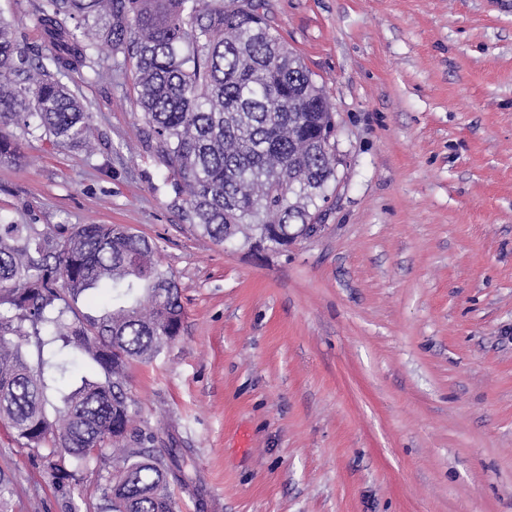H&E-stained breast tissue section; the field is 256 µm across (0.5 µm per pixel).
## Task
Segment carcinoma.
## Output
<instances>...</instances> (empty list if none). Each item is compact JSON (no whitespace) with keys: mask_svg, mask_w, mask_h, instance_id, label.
Segmentation results:
<instances>
[{"mask_svg":"<svg viewBox=\"0 0 512 512\" xmlns=\"http://www.w3.org/2000/svg\"><path fill=\"white\" fill-rule=\"evenodd\" d=\"M259 0H37L45 51L19 47L0 19V126L35 129L54 144H86L90 114L62 82L108 77L102 47L133 64L143 145L181 196L182 220L220 246L283 251L308 236L336 183L332 105ZM0 134V161L20 163ZM149 238L122 224H80L68 235L0 224V421L46 456L59 483L105 448L122 465L101 487L100 512H179L169 477L185 461L158 437L123 442L138 414L130 361L158 356L181 335L172 273ZM88 298L98 313L69 319ZM30 323L38 362L22 346ZM104 378L83 376L54 416L46 392L65 348Z\"/></svg>","mask_w":512,"mask_h":512,"instance_id":"cac0c4a2","label":"carcinoma"}]
</instances>
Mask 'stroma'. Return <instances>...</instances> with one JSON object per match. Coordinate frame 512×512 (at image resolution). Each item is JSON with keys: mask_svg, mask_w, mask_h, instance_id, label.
Segmentation results:
<instances>
[{"mask_svg": "<svg viewBox=\"0 0 512 512\" xmlns=\"http://www.w3.org/2000/svg\"><path fill=\"white\" fill-rule=\"evenodd\" d=\"M329 96L318 232L253 254L196 234L142 144L132 69L67 84L90 149L19 138L0 221L122 224L182 293L177 341L131 361L135 431L186 459L180 512H512V0H263ZM22 50L33 0H0ZM111 450L58 487L0 425L8 512H99Z\"/></svg>", "mask_w": 512, "mask_h": 512, "instance_id": "1", "label": "stroma"}]
</instances>
